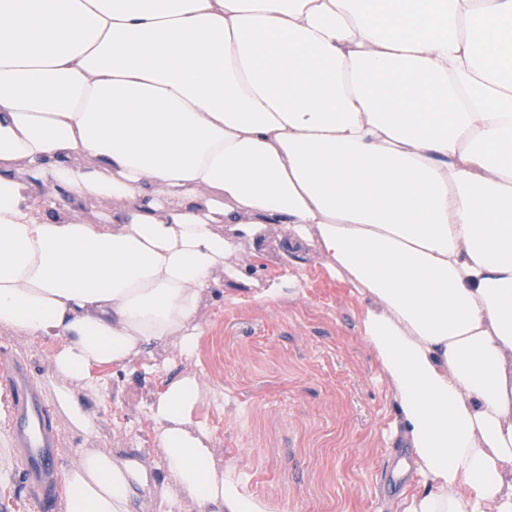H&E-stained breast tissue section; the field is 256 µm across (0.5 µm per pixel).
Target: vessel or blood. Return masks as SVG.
Returning a JSON list of instances; mask_svg holds the SVG:
<instances>
[{"label":"vessel or blood","instance_id":"b4317fda","mask_svg":"<svg viewBox=\"0 0 512 512\" xmlns=\"http://www.w3.org/2000/svg\"><path fill=\"white\" fill-rule=\"evenodd\" d=\"M0 388L12 402L7 433L31 491L33 512H53L63 458L54 409L27 363L0 348Z\"/></svg>","mask_w":512,"mask_h":512}]
</instances>
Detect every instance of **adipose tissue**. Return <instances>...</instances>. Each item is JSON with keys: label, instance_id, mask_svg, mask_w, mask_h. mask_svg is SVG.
<instances>
[{"label": "adipose tissue", "instance_id": "ef3b65f1", "mask_svg": "<svg viewBox=\"0 0 512 512\" xmlns=\"http://www.w3.org/2000/svg\"><path fill=\"white\" fill-rule=\"evenodd\" d=\"M52 181L90 224L38 214ZM365 302L422 481L396 512H512V0H0V329L56 341L57 405L150 346L194 356L268 226ZM196 376L151 392L194 512H268L218 468ZM146 455L81 453L59 512H134ZM37 194H41L42 197L54 198L57 208L61 211L67 212V209L77 210L81 217L86 220L90 224L99 223V219L90 206L80 205L74 206L71 202L65 197L61 196L58 192H56L55 188L51 185V183H40L38 186Z\"/></svg>", "mask_w": 512, "mask_h": 512}]
</instances>
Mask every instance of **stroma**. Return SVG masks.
Wrapping results in <instances>:
<instances>
[{"label":"stroma","instance_id":"35a3bbf8","mask_svg":"<svg viewBox=\"0 0 512 512\" xmlns=\"http://www.w3.org/2000/svg\"><path fill=\"white\" fill-rule=\"evenodd\" d=\"M283 235L269 228L261 275L287 277V296L262 304L248 286L221 280L201 312L193 358L156 344L126 372L96 369V386L81 393L95 431L78 432L63 411L55 413L64 463L105 448L143 452L163 471L147 397L192 374L202 386L194 422L214 435L220 465L269 512H392L397 496L383 489V466L404 442L389 384L362 337L364 303L329 276L315 249L284 252ZM2 341L54 396V344L0 330Z\"/></svg>","mask_w":512,"mask_h":512}]
</instances>
